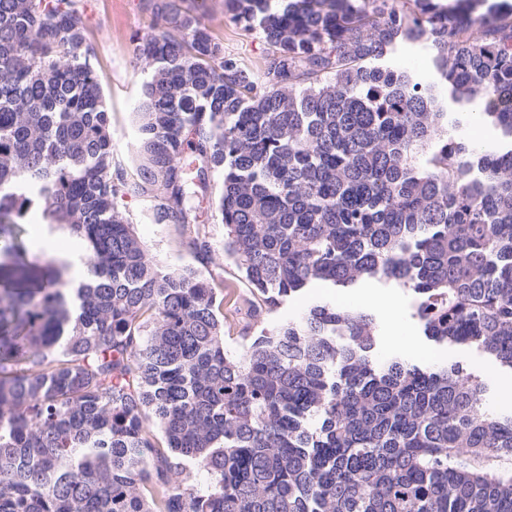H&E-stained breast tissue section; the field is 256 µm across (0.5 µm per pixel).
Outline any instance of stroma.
Instances as JSON below:
<instances>
[{
    "mask_svg": "<svg viewBox=\"0 0 512 512\" xmlns=\"http://www.w3.org/2000/svg\"><path fill=\"white\" fill-rule=\"evenodd\" d=\"M87 25L96 47V66L111 112L112 141L118 161H128L133 135L132 112L147 76L148 66L134 62L131 48L134 40L148 29L149 19L139 7V0H84ZM209 25L227 53L239 56L251 67H258L265 49L259 35L244 31L224 11V0H211ZM122 212L137 226L140 237L147 243L153 256L160 262L174 266L190 262V255L179 243L173 225L153 223L145 203L128 198L121 204ZM216 246L211 272L224 281V306L248 311L253 300L251 287L242 277L233 261L223 251L224 227H211ZM375 293L378 303L363 301L364 291ZM326 297L340 308H357L375 315L378 336L375 348L377 360L396 356L427 365L459 364L487 383L484 400L497 416H512V397H504L503 388L512 384V369L499 367L489 357L474 348L436 344L423 335L416 316L410 291L377 280L361 282L351 289L328 290L313 285L302 295L288 300L280 308L265 313L262 328L271 329L297 318L318 298ZM394 298V310H386L380 301Z\"/></svg>",
    "mask_w": 512,
    "mask_h": 512,
    "instance_id": "obj_1",
    "label": "stroma"
}]
</instances>
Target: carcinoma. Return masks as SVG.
<instances>
[{
  "label": "carcinoma",
  "mask_w": 512,
  "mask_h": 512,
  "mask_svg": "<svg viewBox=\"0 0 512 512\" xmlns=\"http://www.w3.org/2000/svg\"><path fill=\"white\" fill-rule=\"evenodd\" d=\"M140 2L128 169L81 0H0V512H512L481 377L378 362L374 316L327 300L230 355L209 270L217 220L265 308L394 281L424 335L512 368V0H224L256 69L207 0ZM481 122L507 145L452 135ZM126 197L194 263L162 267ZM30 216L79 241L77 287ZM209 25L213 35L224 44V52L239 56L251 67H258L266 45L256 33H247L225 14L224 0H209ZM426 52L423 48L416 47L411 51H397L392 57V61L398 64L417 67L426 73L428 77L433 76V69L428 61Z\"/></svg>",
  "instance_id": "obj_1"
}]
</instances>
